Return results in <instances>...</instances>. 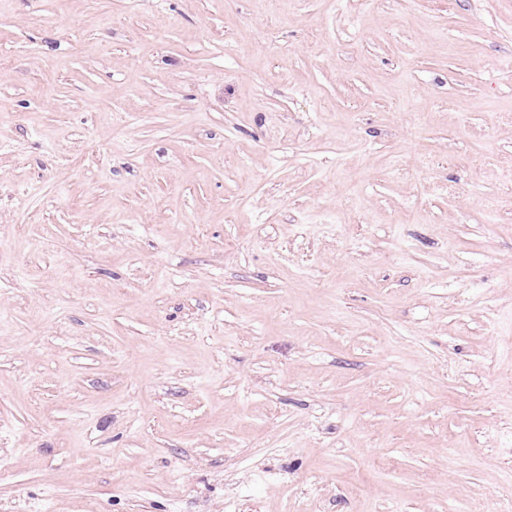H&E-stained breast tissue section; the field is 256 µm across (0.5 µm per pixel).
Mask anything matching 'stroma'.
Returning a JSON list of instances; mask_svg holds the SVG:
<instances>
[{
	"instance_id": "35a3bbf8",
	"label": "stroma",
	"mask_w": 512,
	"mask_h": 512,
	"mask_svg": "<svg viewBox=\"0 0 512 512\" xmlns=\"http://www.w3.org/2000/svg\"><path fill=\"white\" fill-rule=\"evenodd\" d=\"M512 502V0H0V512Z\"/></svg>"
}]
</instances>
